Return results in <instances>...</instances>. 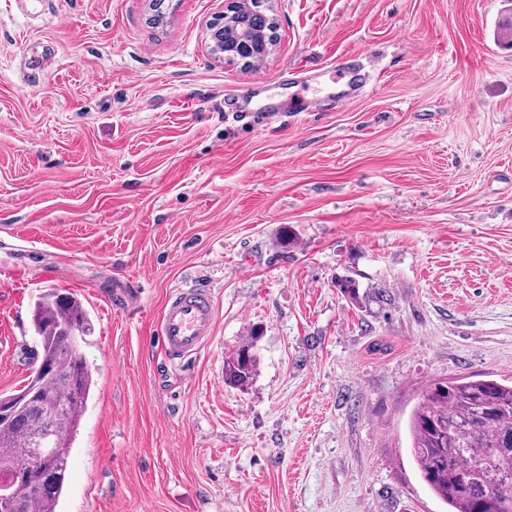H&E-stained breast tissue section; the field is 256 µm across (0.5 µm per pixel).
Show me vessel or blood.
<instances>
[{
  "instance_id": "1",
  "label": "vessel or blood",
  "mask_w": 512,
  "mask_h": 512,
  "mask_svg": "<svg viewBox=\"0 0 512 512\" xmlns=\"http://www.w3.org/2000/svg\"><path fill=\"white\" fill-rule=\"evenodd\" d=\"M321 73L335 82L336 99L340 102L374 91L379 81L378 74L360 70L351 56L322 68ZM215 322V302L210 288L197 284L171 291L159 321L158 346L163 362L181 363L196 356L209 343Z\"/></svg>"
}]
</instances>
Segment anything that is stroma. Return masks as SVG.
<instances>
[{
  "instance_id": "1",
  "label": "stroma",
  "mask_w": 512,
  "mask_h": 512,
  "mask_svg": "<svg viewBox=\"0 0 512 512\" xmlns=\"http://www.w3.org/2000/svg\"><path fill=\"white\" fill-rule=\"evenodd\" d=\"M267 7L246 67L210 52L224 0H0V394L31 378L37 297L93 323L58 512H447L409 413L512 379V0ZM357 51L377 91L259 118ZM197 282L214 336L165 368L161 308ZM256 327L253 381L225 385Z\"/></svg>"
}]
</instances>
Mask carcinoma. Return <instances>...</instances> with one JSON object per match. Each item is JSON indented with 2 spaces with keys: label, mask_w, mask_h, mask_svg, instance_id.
Segmentation results:
<instances>
[{
  "label": "carcinoma",
  "mask_w": 512,
  "mask_h": 512,
  "mask_svg": "<svg viewBox=\"0 0 512 512\" xmlns=\"http://www.w3.org/2000/svg\"><path fill=\"white\" fill-rule=\"evenodd\" d=\"M38 336L31 380L0 395V480L29 453L51 465L15 485L9 512H56L70 448L94 387L81 343L92 321L73 294L47 292L34 307ZM251 333L224 359V382L247 386L256 372ZM411 454L423 482L448 512H512V384L456 378L425 388L409 418Z\"/></svg>",
  "instance_id": "carcinoma-1"
}]
</instances>
